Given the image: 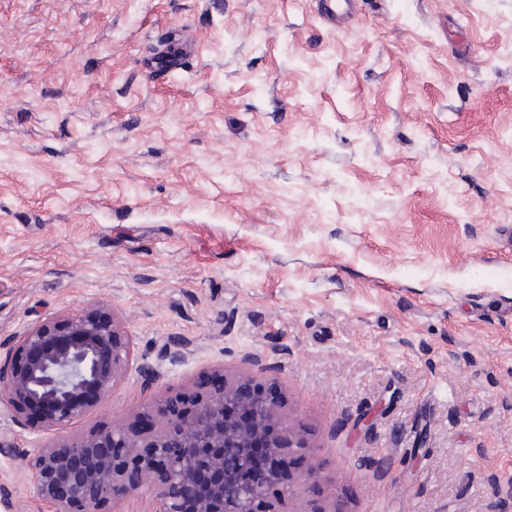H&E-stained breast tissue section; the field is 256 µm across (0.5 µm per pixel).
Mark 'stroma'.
Wrapping results in <instances>:
<instances>
[{
  "label": "stroma",
  "instance_id": "stroma-1",
  "mask_svg": "<svg viewBox=\"0 0 512 512\" xmlns=\"http://www.w3.org/2000/svg\"><path fill=\"white\" fill-rule=\"evenodd\" d=\"M100 302L135 365L64 428L0 413V512L219 369L320 466L276 512H512V0H0V365Z\"/></svg>",
  "mask_w": 512,
  "mask_h": 512
}]
</instances>
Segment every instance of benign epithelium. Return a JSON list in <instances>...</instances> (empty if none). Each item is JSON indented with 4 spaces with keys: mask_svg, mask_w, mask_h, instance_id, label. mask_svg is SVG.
<instances>
[{
    "mask_svg": "<svg viewBox=\"0 0 512 512\" xmlns=\"http://www.w3.org/2000/svg\"><path fill=\"white\" fill-rule=\"evenodd\" d=\"M186 344L169 341L172 362ZM0 367V410L22 426L59 429L102 405L132 359V339L111 305L36 322ZM156 425L136 435L124 423L38 448L23 460L54 512H111L145 490L154 512H276L286 453L304 447L284 424L278 396L247 378L220 376L204 392L184 389L154 410ZM266 466L251 474L257 442Z\"/></svg>",
    "mask_w": 512,
    "mask_h": 512,
    "instance_id": "1",
    "label": "benign epithelium"
}]
</instances>
